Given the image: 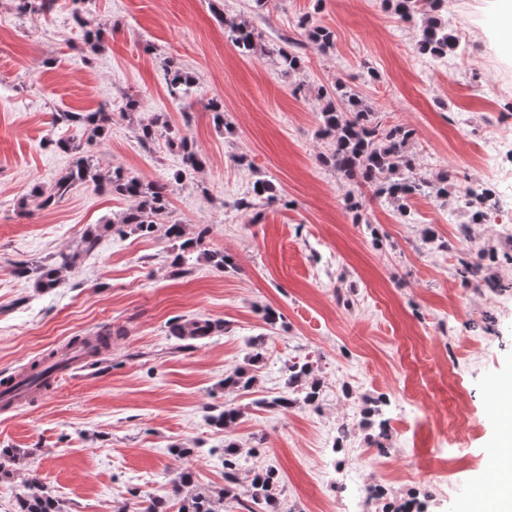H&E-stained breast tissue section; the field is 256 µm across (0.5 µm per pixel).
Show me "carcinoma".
<instances>
[{"mask_svg": "<svg viewBox=\"0 0 512 512\" xmlns=\"http://www.w3.org/2000/svg\"><path fill=\"white\" fill-rule=\"evenodd\" d=\"M55 0H20L19 9L23 13L42 16L53 7ZM384 5L402 20L417 22L416 46L419 52L434 60H447L456 55L460 45L455 29L448 24V0H383ZM228 39L234 47L245 54H254L260 48L259 34L245 20L224 21ZM297 28L301 38L289 36L283 43L265 50L273 58L280 70L288 75L304 68L303 50L314 45L322 50L335 47V33L324 26H313L306 16L300 17ZM166 90L175 102L188 101L194 78L181 64L173 59L163 66ZM321 101V123L319 133L328 140L330 149L319 160L339 173L352 185L344 196L346 209L360 212L366 205V192L378 199H385L396 207L397 212L407 217L411 215L409 201L416 197H431L448 200V172L439 171L427 175L418 171L416 156L410 151L415 132L400 124L387 121L386 113L378 109L354 89L336 81L330 86L318 88ZM56 122L79 131L81 138L58 140L60 148L70 149L78 156L69 171L61 176L48 189H36L42 199L41 206L50 207L67 195L77 183H93L97 188L107 190L115 196L129 198L133 205L112 219V231L118 235L139 234L150 237L158 229L160 217L170 208L171 189L167 183L144 182L121 167L110 170L97 168L85 147L100 140L105 135L112 113L100 109L97 112H59ZM159 137L166 138L169 145L178 149L182 156L184 171L200 173L208 166V158L196 149L187 134L163 124L152 123L140 127L139 142L146 145ZM275 198V186L265 179L254 182L251 191L236 202V206L256 210ZM461 201L471 213L472 223L478 224L487 216L494 204V193L484 185L469 186L462 191ZM209 228L199 229L196 236L184 239L180 224H168L164 235L174 239H184L181 249L197 251L204 247ZM497 259L484 252L477 253L474 259H463L457 268V275L465 283L485 281L484 269L487 258ZM76 263V255L61 253L51 263L29 267L19 266V275H35L36 286L43 290L60 287ZM222 324L210 320H183L171 326V334L181 340H192L209 336L220 329ZM288 392L270 400L255 401L261 409L286 411L298 403L314 406L318 402L320 381L314 367L308 362H291L285 366ZM256 383L254 371L238 368L224 378V384L239 391H249ZM386 403L385 397L366 400V417H378V435L385 434L388 420L381 418L380 406ZM376 435V436H378ZM376 436L366 435V445H377ZM247 458L239 449L224 448V489L214 495L210 492L189 491L190 474L184 473L174 481L172 492L182 496L179 512H218L216 502L235 493L239 475L246 469ZM251 506L247 512H279V479L273 471L256 473L251 479L249 493ZM15 512H60L57 500L45 492L37 478L29 479L23 490L16 495Z\"/></svg>", "mask_w": 512, "mask_h": 512, "instance_id": "carcinoma-1", "label": "carcinoma"}]
</instances>
